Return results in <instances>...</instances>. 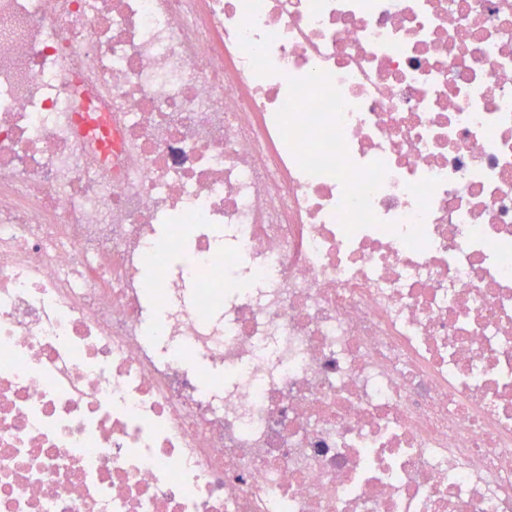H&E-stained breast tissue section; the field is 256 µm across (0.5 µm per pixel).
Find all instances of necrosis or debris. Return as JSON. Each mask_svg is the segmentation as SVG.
I'll use <instances>...</instances> for the list:
<instances>
[{"mask_svg":"<svg viewBox=\"0 0 512 512\" xmlns=\"http://www.w3.org/2000/svg\"><path fill=\"white\" fill-rule=\"evenodd\" d=\"M0 512H512V0H0Z\"/></svg>","mask_w":512,"mask_h":512,"instance_id":"4bbe7bcc","label":"necrosis or debris"}]
</instances>
